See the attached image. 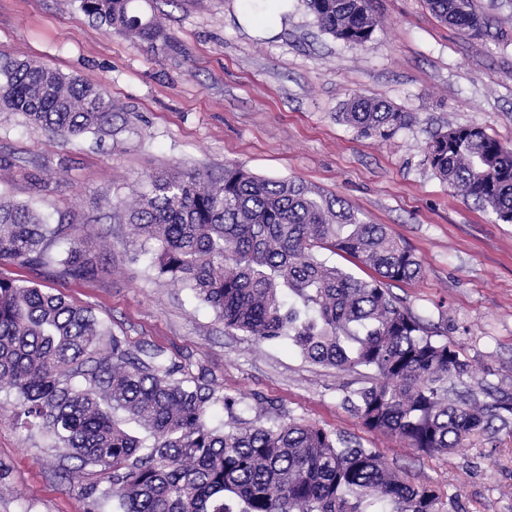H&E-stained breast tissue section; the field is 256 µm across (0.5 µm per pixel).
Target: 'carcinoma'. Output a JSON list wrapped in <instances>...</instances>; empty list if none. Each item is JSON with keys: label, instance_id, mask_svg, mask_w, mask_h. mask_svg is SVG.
<instances>
[{"label": "carcinoma", "instance_id": "cac0c4a2", "mask_svg": "<svg viewBox=\"0 0 512 512\" xmlns=\"http://www.w3.org/2000/svg\"><path fill=\"white\" fill-rule=\"evenodd\" d=\"M107 30L150 48L173 38L132 0H79ZM444 22L480 33L474 0H426ZM318 25L364 47L378 22L371 0H308ZM0 110L54 133L101 131L112 117L103 90L29 59L0 57ZM367 135L387 137L414 117L389 101L355 95L340 113ZM448 187L512 223V149L479 126L435 132L425 147ZM135 244L151 265L209 305L228 330L259 342L287 341L306 360L340 371L365 367L378 382L351 392L363 426L426 453L459 448L487 433L511 404L490 405L448 385L469 362L400 305L395 283L419 279L414 251L384 224H370L339 196L299 178L257 177L236 164L224 173L147 176L132 201L118 198ZM68 244L63 252L54 250ZM341 252L374 272L358 279L321 259ZM0 261L86 280L97 266L82 238L31 204L0 196ZM157 350L131 348L86 308L35 283L0 277V388L14 390L20 424L37 427L112 485L119 512H443V493L414 484L373 448L335 432L281 421L193 377ZM221 406L229 422L209 411ZM124 412L150 443L115 421Z\"/></svg>", "mask_w": 512, "mask_h": 512}]
</instances>
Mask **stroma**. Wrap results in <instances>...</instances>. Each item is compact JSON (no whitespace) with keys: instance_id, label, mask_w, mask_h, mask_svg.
<instances>
[{"instance_id":"35a3bbf8","label":"stroma","mask_w":512,"mask_h":512,"mask_svg":"<svg viewBox=\"0 0 512 512\" xmlns=\"http://www.w3.org/2000/svg\"><path fill=\"white\" fill-rule=\"evenodd\" d=\"M379 27L361 48L324 33L306 0L277 14L244 0H133L175 39L152 49L105 30L77 0H0V52L102 85L109 132L60 136L0 112V194L34 204L87 238L99 271L62 280L0 264V277L52 289L133 348L168 361L217 395L263 403L287 421L316 424L375 449L414 483L445 494L444 512H512V424L428 454L368 431L345 398L366 370L305 360L285 342L225 330L213 309L135 257L122 213L158 172L222 173L235 163L273 179L299 178L387 225L422 262L421 279L393 286L401 304L470 362L481 402L512 396V224L449 189L424 145L437 130L481 126L512 147V0H476L487 30L474 36L438 19L425 0H372ZM381 97L413 115L386 138L338 114L351 97ZM0 390V512H86L93 471L73 479L64 449L13 420Z\"/></svg>"}]
</instances>
